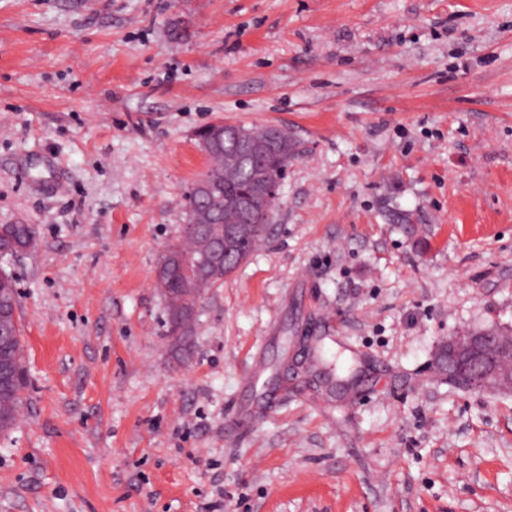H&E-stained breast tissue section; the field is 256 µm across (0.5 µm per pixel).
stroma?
<instances>
[{"mask_svg":"<svg viewBox=\"0 0 512 512\" xmlns=\"http://www.w3.org/2000/svg\"><path fill=\"white\" fill-rule=\"evenodd\" d=\"M215 122L296 155L183 350L154 271ZM0 224V512H512V393L437 366L512 335V0H0ZM36 230L31 224H0V247L12 249L19 246L20 251L36 246ZM2 301L11 307V316L3 320ZM18 293L12 278L0 280V369L2 361L13 368L17 382L2 386L0 374V434L9 432L15 425L22 408V393L27 387L26 354L21 329L16 320ZM8 336H4L5 332Z\"/></svg>","mask_w":512,"mask_h":512,"instance_id":"stroma-1","label":"stroma"}]
</instances>
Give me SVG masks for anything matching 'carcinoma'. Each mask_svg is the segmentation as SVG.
<instances>
[{
    "label": "carcinoma",
    "mask_w": 512,
    "mask_h": 512,
    "mask_svg": "<svg viewBox=\"0 0 512 512\" xmlns=\"http://www.w3.org/2000/svg\"><path fill=\"white\" fill-rule=\"evenodd\" d=\"M253 132L264 139L263 148H245L224 137V125H209L201 135L212 139L208 155L212 160L208 168L210 177L219 181L224 198L251 196L254 200L250 223L253 230L237 237L224 253V265L216 269L202 255L201 238L210 229L208 224H191L187 234L179 237L166 252L170 260L157 262L156 273L167 284L164 294L170 335L182 339L191 334L195 323V307L178 308L174 302L186 290L197 295L214 287L224 276L233 272L256 249L267 231L270 214L276 198L263 190L271 179L283 180L288 161L295 156V143L287 131L280 128H255ZM216 224H243L245 214L224 208L214 216ZM36 230L31 224H0V247L9 249L15 245L20 250L36 246ZM0 302L11 307L8 319L0 317V362H8L17 382L10 386L0 385V434L9 432L15 425L22 408V393L27 387L26 354L21 329L16 320L18 293L13 280L0 281Z\"/></svg>",
    "instance_id": "1"
}]
</instances>
